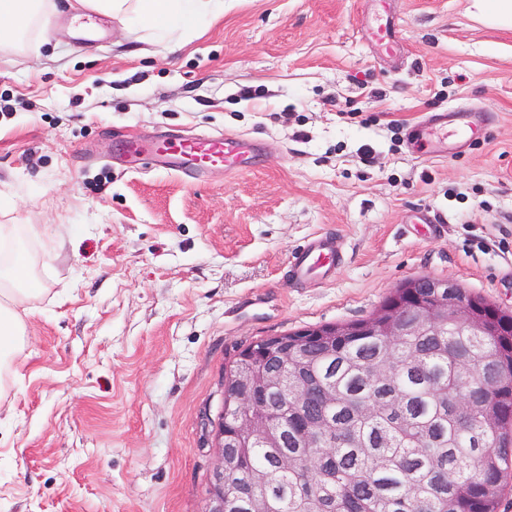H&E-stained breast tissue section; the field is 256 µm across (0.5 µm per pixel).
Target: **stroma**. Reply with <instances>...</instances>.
<instances>
[{"mask_svg":"<svg viewBox=\"0 0 512 512\" xmlns=\"http://www.w3.org/2000/svg\"><path fill=\"white\" fill-rule=\"evenodd\" d=\"M57 3L0 48V224L61 246L0 379V512H204L245 345L369 318L419 276L512 315V26L471 0H388L402 47L384 59L362 37L375 0H225L164 49L107 17L82 43ZM461 105L488 118L478 139L412 152L411 125ZM190 132L255 138L260 164L195 183L118 158ZM317 232L347 261L293 285Z\"/></svg>","mask_w":512,"mask_h":512,"instance_id":"1","label":"stroma"}]
</instances>
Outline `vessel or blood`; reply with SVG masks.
Listing matches in <instances>:
<instances>
[{"label":"vessel or blood","mask_w":512,"mask_h":512,"mask_svg":"<svg viewBox=\"0 0 512 512\" xmlns=\"http://www.w3.org/2000/svg\"><path fill=\"white\" fill-rule=\"evenodd\" d=\"M363 36L380 56L390 58L400 51V38L394 18L388 17ZM477 113L459 108L447 114H430L408 131L410 144L426 146L429 155L447 156L457 144L471 139ZM128 157L137 164L156 168H178L190 180L204 179L211 170L224 169L234 174L255 168L261 155L260 143L250 137L233 134H199L171 143L159 141L145 144L129 139L125 144ZM346 260L343 238L313 235L300 249L295 250L288 264L289 276L298 283L330 281Z\"/></svg>","instance_id":"vessel-or-blood-1"}]
</instances>
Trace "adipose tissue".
Here are the masks:
<instances>
[{
    "label": "adipose tissue",
    "instance_id": "ef3b65f1",
    "mask_svg": "<svg viewBox=\"0 0 512 512\" xmlns=\"http://www.w3.org/2000/svg\"><path fill=\"white\" fill-rule=\"evenodd\" d=\"M56 7L55 0H0V45L20 46ZM72 7L143 26L152 41L175 46L222 15L224 0H74ZM39 235L34 224H0V374L10 369L26 336L18 308L42 290L34 276L37 258L28 248Z\"/></svg>",
    "mask_w": 512,
    "mask_h": 512
}]
</instances>
